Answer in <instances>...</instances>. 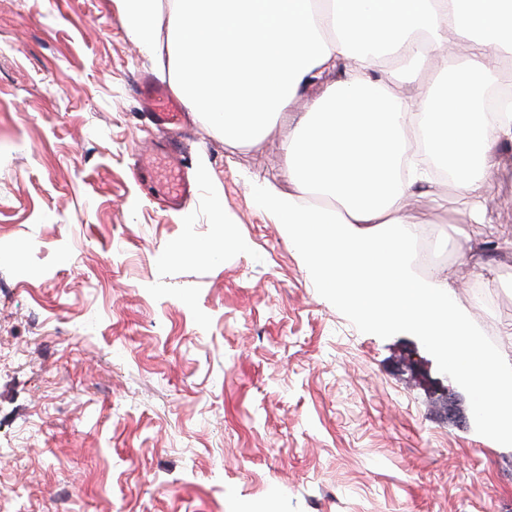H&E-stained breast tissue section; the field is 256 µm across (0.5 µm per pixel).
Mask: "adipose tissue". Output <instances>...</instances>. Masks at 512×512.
I'll use <instances>...</instances> for the list:
<instances>
[{"instance_id":"ef3b65f1","label":"adipose tissue","mask_w":512,"mask_h":512,"mask_svg":"<svg viewBox=\"0 0 512 512\" xmlns=\"http://www.w3.org/2000/svg\"><path fill=\"white\" fill-rule=\"evenodd\" d=\"M161 1L118 0L119 19L141 46L165 44L175 92L225 136L257 143L339 72L284 145L296 195L258 185V203L338 305L365 324L426 336L475 389L491 440L512 447V365L445 281L417 274L404 209L431 181L403 165L411 137L421 138L466 199L458 223L481 222L480 184L499 143L512 141V113L492 122L483 110L512 60V0H165V20ZM389 58L435 78L403 94L377 75Z\"/></svg>"}]
</instances>
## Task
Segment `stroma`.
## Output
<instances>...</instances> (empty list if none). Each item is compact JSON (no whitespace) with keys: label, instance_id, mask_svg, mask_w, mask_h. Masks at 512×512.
I'll return each mask as SVG.
<instances>
[{"label":"stroma","instance_id":"stroma-1","mask_svg":"<svg viewBox=\"0 0 512 512\" xmlns=\"http://www.w3.org/2000/svg\"><path fill=\"white\" fill-rule=\"evenodd\" d=\"M169 68L115 0H0V512H512L472 391L336 305L259 209L254 185L295 192L297 112L254 145L195 116L169 136L135 92ZM172 139L197 183L177 211L135 157ZM460 198L439 182L405 218L512 363V143L482 223Z\"/></svg>","mask_w":512,"mask_h":512}]
</instances>
